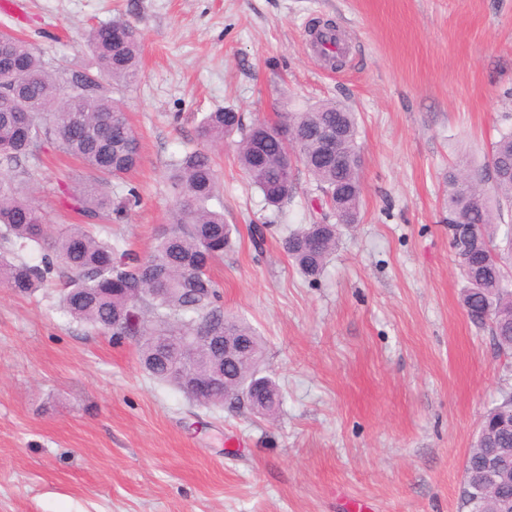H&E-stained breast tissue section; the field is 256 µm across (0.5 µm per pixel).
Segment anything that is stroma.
<instances>
[{"label":"stroma","instance_id":"35a3bbf8","mask_svg":"<svg viewBox=\"0 0 512 512\" xmlns=\"http://www.w3.org/2000/svg\"><path fill=\"white\" fill-rule=\"evenodd\" d=\"M0 31L49 66L92 60L86 35L122 18L141 49L116 91L141 203L109 232L146 255L173 210L168 164L219 108L245 124L333 101L355 112L357 224L317 279L281 249L311 223L313 185L274 209L214 148L233 245L220 304L263 340L274 416L192 407L137 350L69 319L61 289L0 286V512H463L481 415L512 393V355L468 318L448 235V170L484 169L512 127V0H16ZM334 24L343 63L313 45ZM50 225L75 224L88 176L45 144L22 163Z\"/></svg>","mask_w":512,"mask_h":512}]
</instances>
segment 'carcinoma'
Returning <instances> with one entry per match:
<instances>
[{"mask_svg": "<svg viewBox=\"0 0 512 512\" xmlns=\"http://www.w3.org/2000/svg\"><path fill=\"white\" fill-rule=\"evenodd\" d=\"M92 63L88 66L48 69L21 38L4 33L0 47V165L19 167L44 142L79 159L90 173L74 197L82 224H68L59 233L47 231L45 215L32 198L29 182L16 175H0V236L22 249L41 252L40 261L0 259V284L22 295L32 294L62 279V308L74 321L112 338H129L138 349L142 369L155 381L173 386L194 405L238 410L224 401V385L191 392L173 370L181 344L198 336H235L253 339L255 356L244 367L241 389L262 381L274 398L267 413L281 403L279 386L263 374L262 342L245 322L224 316L218 285L210 276L213 263L232 245L234 227L224 223V211L209 206L217 196L215 162L208 144L238 133L236 159L240 170L278 207L293 195L295 180L283 176V158L292 152L310 177L329 213L286 236L281 247L288 260L306 277L317 278L336 252L340 224L358 222L361 200L360 151L355 113L332 102L305 112H285L275 124L265 125L258 138L257 124L247 127L231 109L208 112L197 128L205 144L170 161L168 180L174 192L171 225L158 233L141 258L121 242L101 238L93 230L104 213L121 219L138 204L134 189L118 202L106 191L109 180L125 179L139 164L140 145L122 104L109 94V84L129 85L140 73V46L130 23L118 19L93 29L88 36ZM340 125L350 162L343 168L322 159L316 131ZM286 127L292 144L278 136ZM488 163L498 176L494 189L512 203V129L500 133ZM448 215L463 216L460 239L451 245L467 288L462 304L472 323L489 326L498 348L512 351V283L507 280L496 239L504 221L503 209L492 207L478 190L469 170L448 171ZM140 316V329L129 326L128 315ZM216 352L198 342L190 367L196 377L214 372ZM483 434L467 457L462 506L466 512H493L496 499L512 496V484L493 486L482 475L485 454L492 448H512V394L482 416Z\"/></svg>", "mask_w": 512, "mask_h": 512, "instance_id": "1", "label": "carcinoma"}]
</instances>
